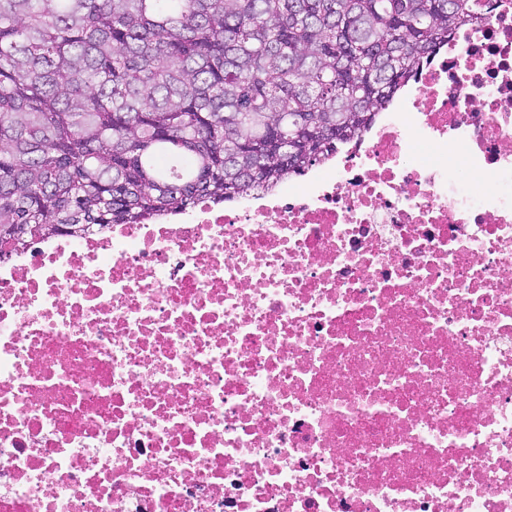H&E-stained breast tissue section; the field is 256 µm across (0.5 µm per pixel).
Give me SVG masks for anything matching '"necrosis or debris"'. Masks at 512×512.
Instances as JSON below:
<instances>
[{"instance_id":"obj_1","label":"necrosis or debris","mask_w":512,"mask_h":512,"mask_svg":"<svg viewBox=\"0 0 512 512\" xmlns=\"http://www.w3.org/2000/svg\"><path fill=\"white\" fill-rule=\"evenodd\" d=\"M330 165L0 257V512H512V0Z\"/></svg>"}]
</instances>
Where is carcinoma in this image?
<instances>
[{
	"label": "carcinoma",
	"instance_id": "carcinoma-1",
	"mask_svg": "<svg viewBox=\"0 0 512 512\" xmlns=\"http://www.w3.org/2000/svg\"><path fill=\"white\" fill-rule=\"evenodd\" d=\"M487 0H0V254L272 190Z\"/></svg>",
	"mask_w": 512,
	"mask_h": 512
}]
</instances>
